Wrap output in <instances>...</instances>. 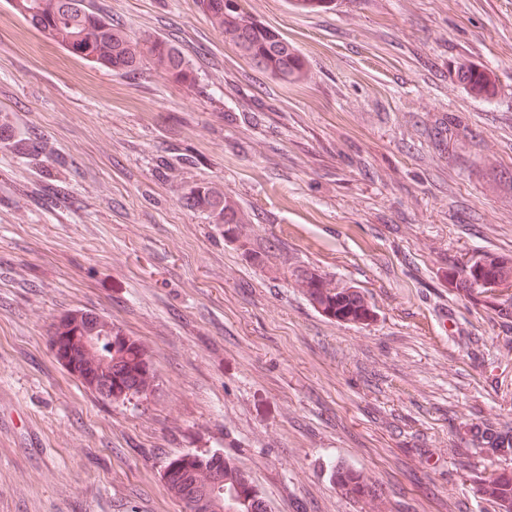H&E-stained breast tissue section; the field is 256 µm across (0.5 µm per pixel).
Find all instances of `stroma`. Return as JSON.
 <instances>
[{
  "mask_svg": "<svg viewBox=\"0 0 512 512\" xmlns=\"http://www.w3.org/2000/svg\"><path fill=\"white\" fill-rule=\"evenodd\" d=\"M93 2L133 38L179 40L198 79L92 66L0 0V110L64 158L69 202L43 205L36 168L0 147V512H183L166 462L215 450L265 512H354L336 463L385 512H486L465 429L512 435V318L448 270L512 257L494 181L512 174V0H247L301 53L290 84L197 0ZM464 60L495 97L458 80ZM201 181L248 214L236 240L182 206ZM308 267L372 319L315 309ZM77 311L141 345L148 394L100 396L56 360L49 327ZM330 477L339 493L353 504L359 512H383L377 501L382 502L379 490L364 481L361 475L345 464L330 467Z\"/></svg>",
  "mask_w": 512,
  "mask_h": 512,
  "instance_id": "1",
  "label": "stroma"
}]
</instances>
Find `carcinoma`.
Instances as JSON below:
<instances>
[{
	"label": "carcinoma",
	"mask_w": 512,
	"mask_h": 512,
	"mask_svg": "<svg viewBox=\"0 0 512 512\" xmlns=\"http://www.w3.org/2000/svg\"><path fill=\"white\" fill-rule=\"evenodd\" d=\"M226 12L199 0L214 30L234 45L241 55L271 78L288 84L306 74L304 60L296 47L276 30L255 19L247 0H236ZM22 19L68 52L114 73L123 74L148 67L170 83L191 87L196 69L183 50L167 37L140 44L123 24L97 9L92 0H15ZM0 145L38 168L37 198L58 205L59 192L50 183L59 156L48 148L41 134L21 133L8 116L0 113ZM183 205L204 216L210 224H246L248 217L214 182L191 186ZM461 287L493 304L494 288L512 286V263L496 257L460 269ZM297 282L310 302L325 315L346 323H363L370 318L368 303L352 288H339L326 277L302 270ZM52 350L83 383L106 397L120 398L146 393L153 384L149 362L141 346L122 334L112 322L93 313L75 312L59 316L49 330ZM470 441L496 462L512 461V438L489 424H474ZM330 477L339 493L359 506V512H383L379 490L345 464L330 467ZM482 499L501 512H512V470L478 471L472 475ZM167 491L183 502L189 512H265L251 481L231 458L221 453L185 454L165 466Z\"/></svg>",
	"instance_id": "carcinoma-1"
}]
</instances>
